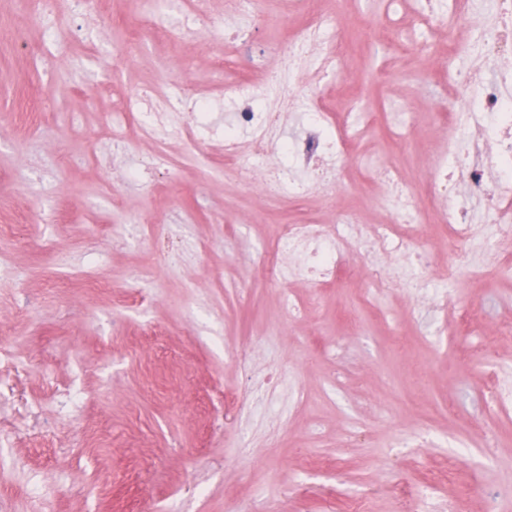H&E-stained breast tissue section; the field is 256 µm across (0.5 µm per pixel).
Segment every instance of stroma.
<instances>
[{"mask_svg": "<svg viewBox=\"0 0 512 512\" xmlns=\"http://www.w3.org/2000/svg\"><path fill=\"white\" fill-rule=\"evenodd\" d=\"M175 0H96L82 15L104 30L121 67L86 68L72 43L68 63L40 54L42 29L25 0H0V512H399L389 486L433 475L448 442L472 429L463 492L482 512L498 493L512 512V421L487 404L486 370L420 346L434 315L396 293L379 299L382 325L346 327L365 277L319 293L305 285V318L279 304L259 254L281 214H324L321 195L269 199L225 167L219 147L231 105L219 83L267 58L289 22L281 0L251 24L236 66L216 80L219 38H170ZM24 27L29 48L14 37ZM353 54L320 96L336 106L358 95L430 112L443 89L420 90L379 74L410 57L353 33ZM183 82L209 102L212 134L194 151L166 145L168 172L126 180L154 145L130 130L131 154L84 161L88 140L126 95ZM51 207L57 219L41 223ZM191 214L183 238L197 249L178 273L157 269L155 246L129 233L138 216L161 224ZM458 294L481 312L474 335L498 337L512 357V275ZM242 347L247 364L228 355ZM433 419L436 447L412 457L395 443ZM363 433L345 448L348 425Z\"/></svg>", "mask_w": 512, "mask_h": 512, "instance_id": "stroma-1", "label": "stroma"}]
</instances>
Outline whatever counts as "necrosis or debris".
<instances>
[{"mask_svg":"<svg viewBox=\"0 0 512 512\" xmlns=\"http://www.w3.org/2000/svg\"><path fill=\"white\" fill-rule=\"evenodd\" d=\"M405 0H388L385 36L391 45L416 58H445L443 69L432 72L420 66L403 73L413 87L447 82L453 106H439L435 123L448 130L446 147L431 156L434 176L426 191H417L399 164L375 169L365 181L370 200L385 212L378 224H362L354 210H337L332 222L310 218L303 223L278 225L273 243L264 253L276 283L302 280L310 288L369 273L371 286L362 302L372 305L376 295L406 292L411 302L439 312L449 333L460 322H473L474 308L454 299L449 283L472 270L478 259L490 268H512V258L498 250L512 237V0H494L497 23L478 24L482 0H428L425 11L404 12ZM297 23L276 51L287 84L255 78L240 79L227 89L241 108L224 132V161L249 175H263L267 187L292 181L293 172H310L298 184L307 195L346 179L360 142L372 136L381 115L363 110L358 103L343 109L323 105L315 90L320 80L339 74L351 46L342 34L329 0H289ZM76 12L72 0H31L30 16L46 30L66 28L67 41H56L55 53L68 55V41L90 47V61H101L108 52L99 32L87 26L70 29ZM261 0H225L224 43L220 67L229 66L240 37L233 19L258 20ZM201 99L187 86L176 90L141 93L129 97L111 113L106 139L96 148H122L131 125L158 148L149 157L154 166L168 163L163 149L172 139L195 145L198 120L180 115L203 109ZM307 111L309 121L296 139L285 135L290 115ZM252 131L242 139V131ZM482 201L479 223H470L468 199ZM435 225L448 247V268L437 270L429 252L419 244L422 225ZM467 449H456L445 458L444 481L423 479L403 494V512H465L452 485Z\"/></svg>","mask_w":512,"mask_h":512,"instance_id":"necrosis-or-debris-1","label":"necrosis or debris"}]
</instances>
